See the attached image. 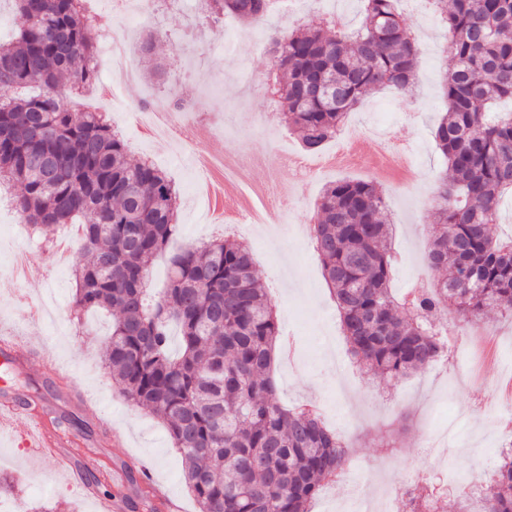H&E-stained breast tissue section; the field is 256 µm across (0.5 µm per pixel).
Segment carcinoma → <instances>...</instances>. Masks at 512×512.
<instances>
[{"label":"carcinoma","mask_w":512,"mask_h":512,"mask_svg":"<svg viewBox=\"0 0 512 512\" xmlns=\"http://www.w3.org/2000/svg\"><path fill=\"white\" fill-rule=\"evenodd\" d=\"M17 32L0 47V188L43 237L80 224L73 257L76 313L113 315L103 361L113 385L163 421L185 461L199 512H309L342 472L351 444L301 407L277 400L271 375L284 344L275 306L249 251L230 238L170 257L168 283L148 288L155 259L178 233V194L129 147L102 112L75 113L68 98L97 81L96 27L83 0H14ZM360 27L315 18L274 30L267 53L281 119L308 152L322 149L368 94L404 96L419 53L400 0H361ZM445 29L446 111L433 129L445 169L435 176L426 260L435 272L411 300L392 295L385 191L371 180L324 189L314 250L356 365L390 378L429 367L445 352L438 318L465 325L488 309L512 315V241L493 237L512 195V0H430ZM271 0H206L217 23L230 12L263 24ZM179 351L171 352V328ZM409 491L406 512H438L441 493ZM460 512H512V448L486 489Z\"/></svg>","instance_id":"obj_1"}]
</instances>
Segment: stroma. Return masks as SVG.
<instances>
[{"label": "stroma", "mask_w": 512, "mask_h": 512, "mask_svg": "<svg viewBox=\"0 0 512 512\" xmlns=\"http://www.w3.org/2000/svg\"><path fill=\"white\" fill-rule=\"evenodd\" d=\"M399 9L412 29L421 33L424 43L414 85L403 97L389 90L371 95L348 116L357 128H379L392 141H410L416 155L419 177L414 188L387 191L391 243L397 257L391 286L398 294L411 288L423 273L420 261L432 228L431 173L443 167L431 130L444 112L440 78L445 62L440 17L428 0H401ZM337 10L347 15L349 29L359 27L360 0H298L293 12L270 15L269 22L275 27L293 26ZM188 19L184 8L159 13L158 21L167 32L165 42L142 56L138 82L122 85L121 100L108 113L113 126L119 127L127 140H136L131 107L173 90L194 100L198 113L211 116L216 126L215 131L200 134L189 153L156 142L132 152L133 158L153 161L179 189V233L167 255L159 257L151 270L150 281L156 288L167 279L171 254L191 244L203 245L220 232L196 193L198 172L190 164V153H235L245 158L253 152L257 158L250 167L252 183L267 184L274 175L281 184L291 185L295 182L293 169L271 173L266 155L280 149L291 154L302 151L296 135L270 114L275 73L269 56L255 37L249 36L247 26L225 16V34H206L204 44L193 50L185 40ZM191 69L195 77L185 79V72ZM369 177L362 167L328 173L293 200L287 221L278 225L275 236L252 224L243 225L236 234L254 255L259 282L276 307L281 333L296 345L294 361L280 360L274 365L280 402L287 406L320 403L326 422L356 439L352 474L328 485L312 502L311 512H340L351 507L357 488L370 482L384 484L390 498L400 499L421 475L485 477L495 465L503 441L493 413L478 408L498 382L512 379V320L499 312H491L481 324L493 339V356L488 362L479 360L478 336L460 326L456 329L457 350L449 355L447 368L429 367L385 381L350 365L348 345L321 263L300 239L299 230L311 223L324 184ZM20 249L49 273L48 279L24 285V293L36 302L45 292H53L60 327L68 328L69 334L62 340L58 327L40 325L39 333L59 374L48 379L32 370H19L12 377L16 392L29 395L31 383H38L42 396L52 401L51 415L81 421L78 454L86 473L104 480L114 462L129 456L142 458L183 512H197L184 479L182 457L172 447L165 425L125 400L101 365L110 317L94 312L76 315L71 266L56 264L51 243L28 236L11 207H1L0 265L11 263ZM102 414L125 431L126 447H113L99 430L97 420ZM452 420L457 427L448 452L434 459L423 458L420 451L426 433ZM28 430L25 421L19 419L14 434L0 437V476L14 486L12 494L0 497V505L20 504L25 512H92L88 496L73 488L69 474L22 465L18 440L20 433Z\"/></svg>", "instance_id": "stroma-1"}]
</instances>
